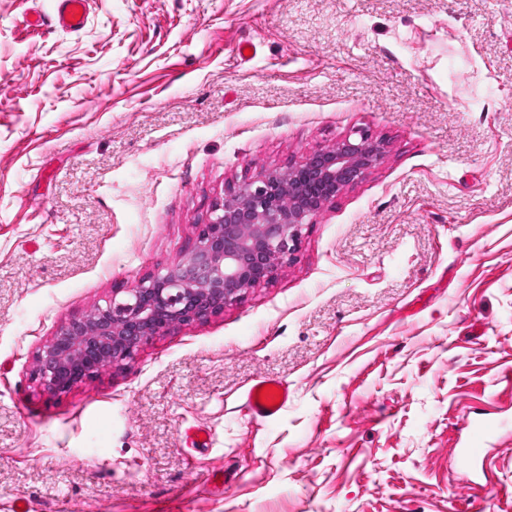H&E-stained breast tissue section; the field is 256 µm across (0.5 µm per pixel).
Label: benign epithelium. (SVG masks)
Instances as JSON below:
<instances>
[{"label":"benign epithelium","instance_id":"1","mask_svg":"<svg viewBox=\"0 0 512 512\" xmlns=\"http://www.w3.org/2000/svg\"><path fill=\"white\" fill-rule=\"evenodd\" d=\"M385 153L383 139L355 128L334 148L227 187L197 223L187 259L70 319L38 350L34 380L49 394H66L133 360L154 337L203 322L247 289L270 282L294 258L301 227Z\"/></svg>","mask_w":512,"mask_h":512}]
</instances>
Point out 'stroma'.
Masks as SVG:
<instances>
[{
  "mask_svg": "<svg viewBox=\"0 0 512 512\" xmlns=\"http://www.w3.org/2000/svg\"><path fill=\"white\" fill-rule=\"evenodd\" d=\"M36 11L0 0V512H512V0ZM356 127L384 158L274 280L37 386L39 348L185 259L228 185ZM262 377L289 390L270 419ZM87 0H56L54 25L67 32L80 31L87 21ZM80 15V18H76ZM267 387V389L277 390L279 393L280 400L279 402H273V399H277L275 394H269L266 397V401H269V404L261 402L260 392L262 388ZM288 401V387H286L282 382L272 379H260L254 383L247 394V403L252 410L253 414L256 417L260 418H273L275 417L285 406ZM491 425L478 422L470 427L469 434L463 445L458 449L459 465L467 473L473 461L479 458L484 451V439Z\"/></svg>",
  "mask_w": 512,
  "mask_h": 512,
  "instance_id": "1",
  "label": "stroma"
}]
</instances>
